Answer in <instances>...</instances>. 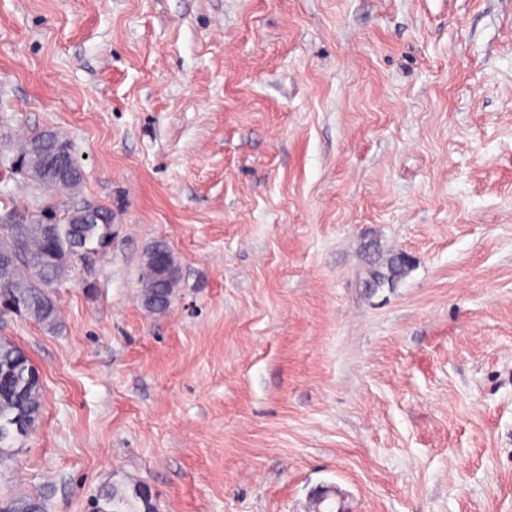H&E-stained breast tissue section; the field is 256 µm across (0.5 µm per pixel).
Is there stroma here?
<instances>
[{"label":"stroma","mask_w":512,"mask_h":512,"mask_svg":"<svg viewBox=\"0 0 512 512\" xmlns=\"http://www.w3.org/2000/svg\"><path fill=\"white\" fill-rule=\"evenodd\" d=\"M46 129L73 191L12 171ZM74 204L59 329L0 321L43 385L0 508L512 512V0H0V214ZM80 208L83 211L82 220L84 222H86L90 216L96 217L97 209L102 213V217L100 220L95 218L93 222L84 224H66L61 221L60 227L63 233H67L70 228L76 231L78 241H80V246L76 249L77 259H81L83 255L92 253L97 249V247H101V241L106 235L110 224H112L111 209L91 206H82ZM93 244H96L97 247H93ZM161 269L148 283H143L146 305L153 310H164L170 303L178 283V267L172 252L164 242H158L145 255L144 268ZM101 500L103 503H101ZM135 502H141L142 509L136 508ZM92 512H155L151 494L145 485L138 484L130 496L125 489L112 487L92 500ZM109 507L110 509H106ZM346 500L333 485L322 486L308 505L310 512H345Z\"/></svg>","instance_id":"1"}]
</instances>
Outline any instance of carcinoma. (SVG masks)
<instances>
[{
	"instance_id": "cac0c4a2",
	"label": "carcinoma",
	"mask_w": 512,
	"mask_h": 512,
	"mask_svg": "<svg viewBox=\"0 0 512 512\" xmlns=\"http://www.w3.org/2000/svg\"><path fill=\"white\" fill-rule=\"evenodd\" d=\"M36 185L52 190L56 187H76L82 181V171L76 159L60 157L53 151L40 153L38 168L27 164L21 170ZM102 217L90 223L61 224L62 232L74 229L80 246L77 258L95 251L112 224V210L99 208ZM71 254L65 240L48 238L41 224H25L15 232L0 228V257L9 268L0 269V319L10 314L28 317L43 329L52 332L58 326L56 301L51 286L64 278ZM408 259L397 255L387 264V272L373 274V282L392 281L405 273ZM144 266L161 273L143 284L146 305L164 310L170 303L178 283V267L172 252L164 242H158L145 255ZM42 413V383L39 372L25 352L13 342L0 337V458L14 443L37 427ZM13 512H48L42 498L19 499ZM92 512H155L151 494L142 484L132 493L124 489H108L92 500Z\"/></svg>"
}]
</instances>
